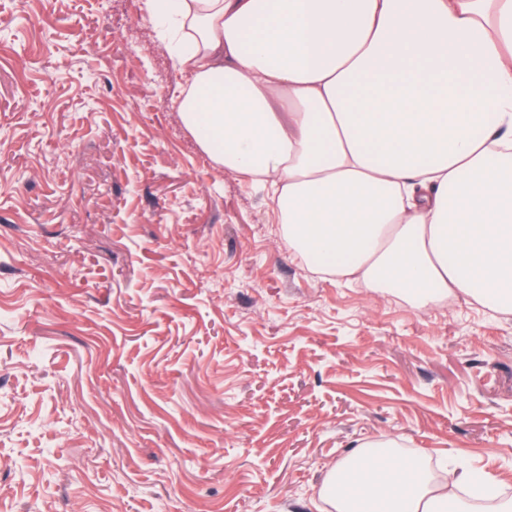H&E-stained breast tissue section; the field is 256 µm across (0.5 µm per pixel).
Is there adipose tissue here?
Wrapping results in <instances>:
<instances>
[{
    "instance_id": "obj_1",
    "label": "adipose tissue",
    "mask_w": 512,
    "mask_h": 512,
    "mask_svg": "<svg viewBox=\"0 0 512 512\" xmlns=\"http://www.w3.org/2000/svg\"><path fill=\"white\" fill-rule=\"evenodd\" d=\"M200 150L267 189L289 251L429 304L512 313V0H147ZM384 440L327 473L335 512H465Z\"/></svg>"
}]
</instances>
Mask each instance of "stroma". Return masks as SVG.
<instances>
[{"mask_svg": "<svg viewBox=\"0 0 512 512\" xmlns=\"http://www.w3.org/2000/svg\"><path fill=\"white\" fill-rule=\"evenodd\" d=\"M146 0H0V512H318L356 442L512 489V314L312 273Z\"/></svg>", "mask_w": 512, "mask_h": 512, "instance_id": "stroma-1", "label": "stroma"}]
</instances>
